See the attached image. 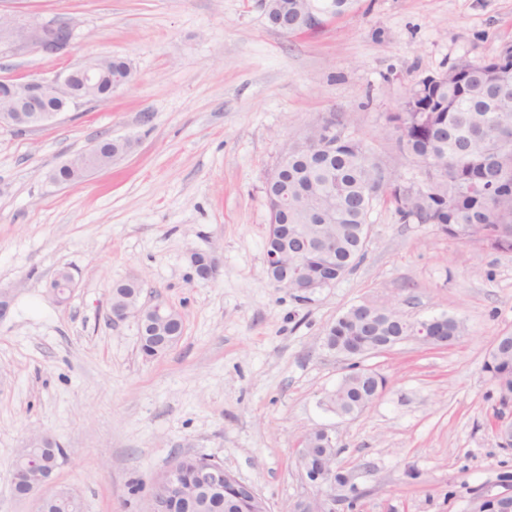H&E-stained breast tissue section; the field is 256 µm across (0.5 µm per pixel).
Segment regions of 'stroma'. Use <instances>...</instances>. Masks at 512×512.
<instances>
[{
  "label": "stroma",
  "instance_id": "stroma-1",
  "mask_svg": "<svg viewBox=\"0 0 512 512\" xmlns=\"http://www.w3.org/2000/svg\"><path fill=\"white\" fill-rule=\"evenodd\" d=\"M0 79L49 78L93 55L127 59L133 80L40 128H0V512H36L13 492L31 433L57 436L52 489L84 512H143V485L178 455L204 453L254 486L274 512L307 493L292 455L328 428L356 490L336 512H468L502 492L512 449L493 422L512 414L485 363L512 332V252L405 224L374 201L362 261L301 302L267 276L265 182L289 147L331 119L404 184L425 175L388 123L410 86L459 58L512 44V0H355L323 30L283 35L263 0H0ZM67 23L51 53L33 23ZM130 138L112 165L74 184L50 175L100 136ZM218 252L220 276L192 280L189 257ZM74 277L67 303L49 283ZM184 322L144 358L134 319L113 321V283ZM397 302L408 319H459L437 350L408 340L364 364L381 397L343 419L321 401L350 365L324 343L351 306Z\"/></svg>",
  "mask_w": 512,
  "mask_h": 512
}]
</instances>
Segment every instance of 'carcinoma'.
Listing matches in <instances>:
<instances>
[{"label": "carcinoma", "mask_w": 512, "mask_h": 512, "mask_svg": "<svg viewBox=\"0 0 512 512\" xmlns=\"http://www.w3.org/2000/svg\"><path fill=\"white\" fill-rule=\"evenodd\" d=\"M353 0H316L321 10L343 14ZM399 148L423 167L426 180L405 185L385 171L360 139L347 137L336 122V146L322 152L308 131L288 151V167L264 187L268 208L276 199L288 201V212L270 214V225H284L283 247L288 264L304 262L300 276L323 264L343 278L363 258L373 200L382 193L400 220L429 224L451 239L476 242L493 252H512V45L495 57L460 59L436 80L425 81L412 100L388 116ZM140 286L128 280L112 287L111 308L136 305ZM398 308L383 303L362 320L351 307L326 330V346L349 358L383 350L382 344L405 336L396 324ZM183 320L164 322L156 334H139L146 357L165 354L183 335ZM486 369L504 395H512V337L490 350ZM385 379L357 365L342 376L322 401L338 414L360 411L366 397ZM184 501L176 512H247L224 491L185 481ZM44 512H83L69 493H57Z\"/></svg>", "instance_id": "cac0c4a2"}]
</instances>
